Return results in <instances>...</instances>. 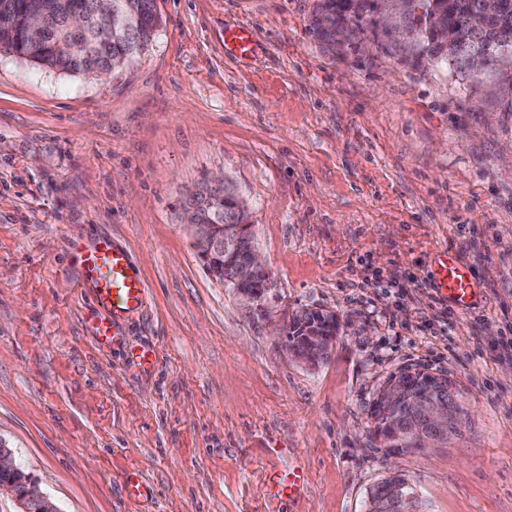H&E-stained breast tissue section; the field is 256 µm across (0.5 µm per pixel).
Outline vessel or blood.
<instances>
[{
	"instance_id": "1",
	"label": "vessel or blood",
	"mask_w": 512,
	"mask_h": 512,
	"mask_svg": "<svg viewBox=\"0 0 512 512\" xmlns=\"http://www.w3.org/2000/svg\"><path fill=\"white\" fill-rule=\"evenodd\" d=\"M256 50L252 31L245 26L226 31L224 51L244 58ZM79 267L78 286L104 316L93 326L102 346L111 345L118 324L142 312L147 303V285L140 268L129 252L113 244L111 238L100 237L80 245L76 256ZM430 282L437 294L458 310H469L476 302L481 283L472 269L452 250L437 251L429 271ZM305 485L301 470H271L266 486L270 498L284 502L298 497Z\"/></svg>"
}]
</instances>
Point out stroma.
I'll return each mask as SVG.
<instances>
[{"label": "stroma", "mask_w": 512, "mask_h": 512, "mask_svg": "<svg viewBox=\"0 0 512 512\" xmlns=\"http://www.w3.org/2000/svg\"><path fill=\"white\" fill-rule=\"evenodd\" d=\"M314 3L157 0L150 46L105 77L0 54V440L58 512H365L395 472L429 512H512V117L446 68L332 52ZM243 25L259 48L228 58ZM213 176L247 205L257 302L185 222ZM99 236L149 297L106 347L71 254ZM443 247L482 284L468 311L427 276ZM308 308L343 325L315 366L282 340ZM407 369L449 376L465 415L393 457L369 412ZM274 467L302 469L300 498L268 499Z\"/></svg>", "instance_id": "obj_1"}]
</instances>
